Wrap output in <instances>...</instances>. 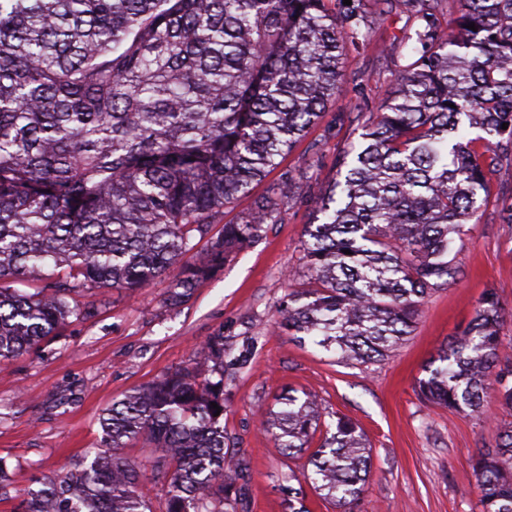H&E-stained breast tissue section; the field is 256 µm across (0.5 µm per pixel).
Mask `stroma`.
I'll return each mask as SVG.
<instances>
[{"label":"stroma","instance_id":"obj_1","mask_svg":"<svg viewBox=\"0 0 512 512\" xmlns=\"http://www.w3.org/2000/svg\"><path fill=\"white\" fill-rule=\"evenodd\" d=\"M411 27L404 8L370 34L365 51H349L347 81L337 111L327 112L280 167L250 197L225 208L219 223H237L255 198L277 189L284 172L303 173L297 203L280 223L227 259L185 303L167 302L170 276L138 291H84L80 308L93 317L72 319L40 350L0 363V512H13L28 492L91 462L100 448L101 412L138 386L181 368H198L224 382V435L232 474L245 493V512H288V476L305 458L276 448L259 423L288 388L316 395L329 414L354 419L371 446V469L352 512H479L474 477L478 452L490 434L486 421H511L496 393L484 399L485 417L433 408L416 392L424 367L472 318L479 299L496 292L504 309L503 334L512 339V239L500 209L512 198V172L492 175V200L469 223L458 257L465 275L423 302L416 328L385 361L368 367L337 361L334 353L289 336L279 304L288 272L298 268L317 198L336 177L338 159L358 142L355 125H337L336 112L370 114L410 61ZM223 336L224 371L201 364L200 350ZM144 472L152 512H165L170 467L148 441L123 449Z\"/></svg>","mask_w":512,"mask_h":512}]
</instances>
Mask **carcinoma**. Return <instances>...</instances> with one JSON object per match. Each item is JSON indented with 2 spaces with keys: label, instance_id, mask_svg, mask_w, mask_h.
Masks as SVG:
<instances>
[{
  "label": "carcinoma",
  "instance_id": "cac0c4a2",
  "mask_svg": "<svg viewBox=\"0 0 512 512\" xmlns=\"http://www.w3.org/2000/svg\"><path fill=\"white\" fill-rule=\"evenodd\" d=\"M371 2L368 13L363 0H0V361L58 336L80 315L72 300L83 289L147 288L176 267L168 301L182 303L293 206L289 173L204 257L191 255L195 235L337 103L346 47H367L361 27L382 23L395 0ZM403 2L415 60L316 202L302 266L288 273L309 287L282 308L289 335L361 365L385 360L425 298L461 279L465 226L489 203V175L512 166V0H460L446 25L443 0ZM22 278L40 286L21 294ZM502 325L488 292L425 366L420 398L480 416L492 389L512 409ZM202 359L224 367V337H209ZM212 402L224 408V380L178 369L100 418L102 447L145 436L169 463L166 512H237ZM278 404L263 430L307 455L304 480L347 508L368 473L362 428L343 415L326 423L305 392ZM489 432L494 445L474 466L481 512H512V422ZM143 478L127 459L98 455L15 512H146Z\"/></svg>",
  "mask_w": 512,
  "mask_h": 512
}]
</instances>
